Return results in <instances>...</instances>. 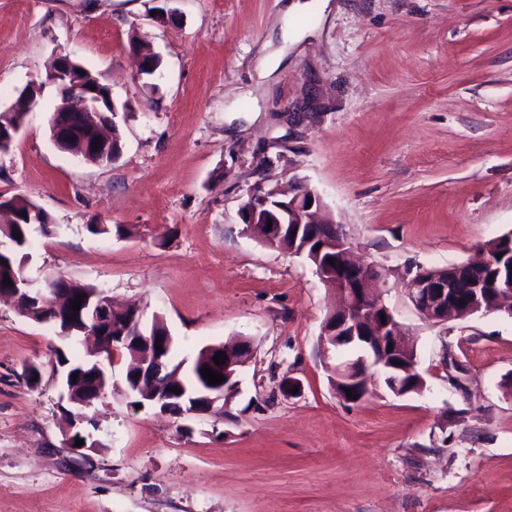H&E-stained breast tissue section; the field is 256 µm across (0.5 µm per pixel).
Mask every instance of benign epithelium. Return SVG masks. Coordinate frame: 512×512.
I'll use <instances>...</instances> for the list:
<instances>
[{
    "mask_svg": "<svg viewBox=\"0 0 512 512\" xmlns=\"http://www.w3.org/2000/svg\"><path fill=\"white\" fill-rule=\"evenodd\" d=\"M75 61L70 55L59 53L47 70L45 77H36L29 81L19 93L13 104V109L21 112H30L37 105L38 97L44 85L52 84L56 87V102L53 112L50 113L49 125L52 129V140L61 149L69 148L77 143L80 153L87 156L91 153L97 156V163H108L111 157L112 124L116 123L118 109L111 106L106 109L98 90L90 89V85L70 82L71 70ZM95 131V138L100 140L98 149H93L92 142L82 138V127ZM288 197V222L280 219L272 220V229H267L265 223H250L246 230L256 235L266 244H277L285 230L302 229L304 226L318 225L323 227L319 233L309 232V237L321 244L318 253L311 256L317 262L316 272L328 288L336 292V308L329 312L323 326V336H344L351 341L361 343L363 352L354 357L342 356L336 353V348L322 345L323 353H335V363L327 365L336 380L345 383L348 388L366 378L369 368L379 370L384 384L393 394L402 396L408 394L411 375H416V360H408V365L400 364L405 357L411 356L413 343L403 335L393 313L384 304L379 294L378 283L381 271L373 265L361 263L354 255L353 248L345 234L327 216L320 215L323 204L320 196L311 187L305 184L296 185L288 194L284 195L275 188L262 192L250 188L247 194V209L253 214L266 208L274 198ZM329 254L334 263L320 262L322 253ZM408 296L427 320L436 324H445L450 319H466L479 313L487 312L477 300L462 305L458 302V292L454 284L448 282V277L439 275L434 268H422L412 274L407 282ZM499 297L495 309L501 308V303L509 302L508 314L512 316V265L509 272L497 288ZM9 298L17 304L21 301H43L57 314L58 320L64 322L62 335L68 336L72 326L81 328L84 336L94 339V346L88 349L89 362L94 364L92 376L72 380L64 375L56 374L63 388L62 399L67 406L79 404L84 408L93 405L100 399L110 384V378L102 368L101 355L119 350L129 344V336L134 332L142 331L146 324L143 312L133 307L128 315L125 327L113 332L112 312L117 307L112 298L101 290L84 297L81 308L75 312L70 310L74 302L71 294L61 291L56 293L51 288L35 286L26 275V266H21L13 276V288L10 294L0 293V298ZM386 321H381V317ZM392 346L394 360L387 363L385 359L374 356L372 346L380 344ZM172 347V337L161 339V350L152 355L149 368H140L136 372L139 380L147 379L151 383L157 380L168 370L167 358ZM227 355L226 363L220 365V374L225 381L218 385H200L193 396L192 414H224V398L226 389L233 387L239 389V375L242 368L248 363L250 356L241 355L232 350L230 345L211 344L202 350L201 361L207 363L216 353ZM418 386L415 391L423 388L422 376L416 375ZM143 400L147 401L159 412L171 414L173 405H182L184 395L177 393V389L170 388L165 393L157 392L151 387H141ZM88 418L83 414L68 415V423L63 431L64 443L73 450H79L76 439L84 441L82 448H96L97 441L87 433L83 424Z\"/></svg>",
    "mask_w": 512,
    "mask_h": 512,
    "instance_id": "1",
    "label": "benign epithelium"
}]
</instances>
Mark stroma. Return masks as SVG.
Here are the masks:
<instances>
[{
	"label": "stroma",
	"mask_w": 512,
	"mask_h": 512,
	"mask_svg": "<svg viewBox=\"0 0 512 512\" xmlns=\"http://www.w3.org/2000/svg\"><path fill=\"white\" fill-rule=\"evenodd\" d=\"M306 2L287 18L284 0H0V112L60 52L123 107L112 162L53 144L51 86L0 153V195L56 224L33 236L29 276L162 316L177 361L252 347L225 413L185 421L133 407L113 356L87 411L99 446L76 452L52 377L67 341L0 301V512H512V316L436 324L404 285L512 230V0ZM137 41L161 59L157 87ZM292 178L383 272L421 392L378 379L348 403L331 387L333 293L238 215L255 183ZM286 376L299 395H280Z\"/></svg>",
	"instance_id": "stroma-1"
}]
</instances>
